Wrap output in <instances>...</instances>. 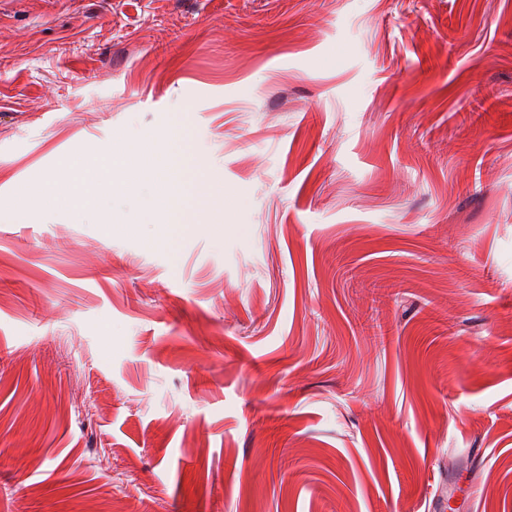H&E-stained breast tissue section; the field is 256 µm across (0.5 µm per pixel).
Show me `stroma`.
I'll list each match as a JSON object with an SVG mask.
<instances>
[{"label":"stroma","instance_id":"35a3bbf8","mask_svg":"<svg viewBox=\"0 0 512 512\" xmlns=\"http://www.w3.org/2000/svg\"><path fill=\"white\" fill-rule=\"evenodd\" d=\"M226 193L176 235L123 135ZM0 512H512V0H0ZM148 154L149 151L143 143L135 139L127 140L119 149L113 150L112 154L105 158L103 170L111 178L113 186L132 182L135 169L131 162L137 160L142 166ZM68 197L73 208L80 202L76 189L71 181L62 173L50 174L39 187H30L21 190L11 203L17 211H24L32 207L46 205L52 199Z\"/></svg>","mask_w":512,"mask_h":512}]
</instances>
